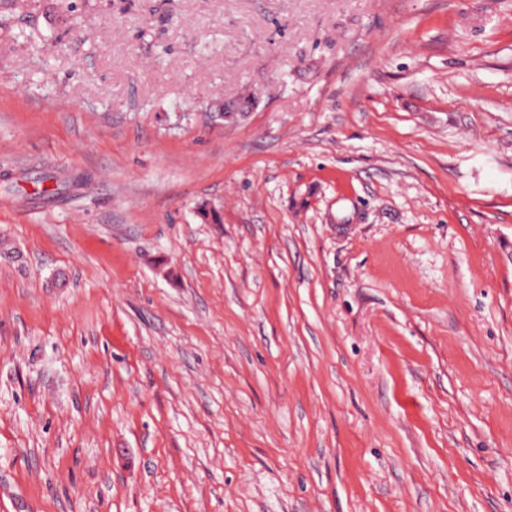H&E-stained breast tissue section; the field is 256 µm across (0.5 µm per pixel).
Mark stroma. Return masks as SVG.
<instances>
[{
    "label": "stroma",
    "instance_id": "stroma-1",
    "mask_svg": "<svg viewBox=\"0 0 512 512\" xmlns=\"http://www.w3.org/2000/svg\"><path fill=\"white\" fill-rule=\"evenodd\" d=\"M39 4L0 512H512V0Z\"/></svg>",
    "mask_w": 512,
    "mask_h": 512
}]
</instances>
